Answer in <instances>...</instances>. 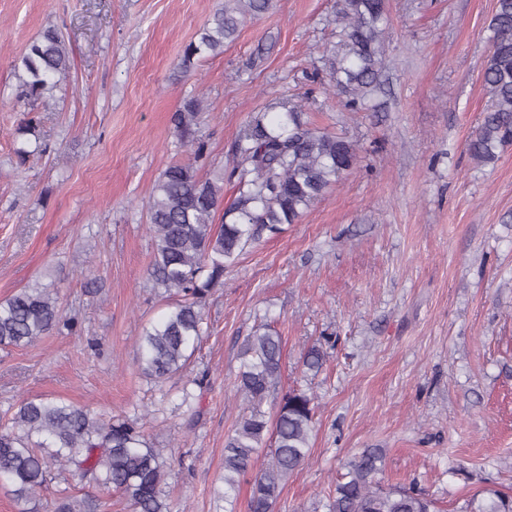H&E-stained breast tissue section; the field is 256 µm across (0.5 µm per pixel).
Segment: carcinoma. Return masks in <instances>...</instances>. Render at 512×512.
<instances>
[{
    "instance_id": "obj_1",
    "label": "carcinoma",
    "mask_w": 512,
    "mask_h": 512,
    "mask_svg": "<svg viewBox=\"0 0 512 512\" xmlns=\"http://www.w3.org/2000/svg\"><path fill=\"white\" fill-rule=\"evenodd\" d=\"M271 0H224L205 23L198 40L185 48L181 67L224 53L246 19L256 18ZM385 0H336V45L327 57L329 86L345 105L367 110L381 83L380 44L387 25ZM489 54L483 85L489 97L468 150L482 162L512 144V0H497L489 23ZM19 76L25 95L42 98L67 80L70 56L64 35L45 28L26 48ZM204 107L192 97L175 116L176 135L191 148L193 160L168 166L147 201L154 252L148 267L153 287L175 297L169 310L145 326L139 337L142 374L161 382L182 372L207 333L204 305L224 286V270L264 230L280 231L296 223L358 161L355 144L311 126L298 105L288 100L251 117L237 137L229 179L238 196L225 209L231 221L215 224L224 201V173L201 174L207 143L198 135ZM78 332V322L63 315L56 289L36 284L0 301V347H22L53 330ZM326 352L310 347L303 366L319 373ZM237 388L249 403L224 442V489L236 499L241 478L251 476L249 512H273L288 478L310 453L314 398L286 393L274 417L262 405L281 377L282 341L263 324L244 339L239 353ZM382 452L366 448L348 464L328 496L327 512H437L433 499L414 488L384 487L377 480ZM163 449L147 442L143 426L126 417L112 418L56 398L25 399L0 429V479L22 512H40V491L52 482L57 490L53 512H98V499L78 497L73 483L88 479L115 490L133 512H169L162 484ZM462 512H512V496L488 490L466 503Z\"/></svg>"
}]
</instances>
